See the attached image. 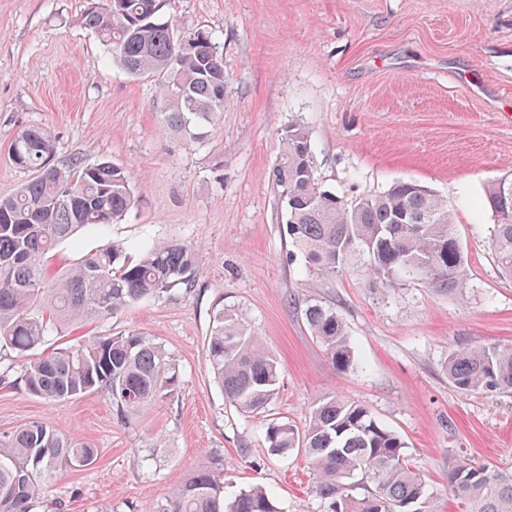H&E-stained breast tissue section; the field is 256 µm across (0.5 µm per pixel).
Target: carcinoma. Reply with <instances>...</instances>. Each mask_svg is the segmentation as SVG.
<instances>
[{
  "mask_svg": "<svg viewBox=\"0 0 512 512\" xmlns=\"http://www.w3.org/2000/svg\"><path fill=\"white\" fill-rule=\"evenodd\" d=\"M165 0H90L82 24L134 79L153 78L165 103L163 124L205 142L224 112V57L210 31H177L163 15ZM12 163L30 175L17 193L0 197V349L15 353L22 381L49 403L101 392L123 421L177 391L178 374L163 346L142 332L92 336L76 346L32 357L52 328L105 318L141 299L182 285L192 288L196 248L177 240L139 248L119 244L86 256L56 280L47 256L82 229L102 232L135 206L124 168L109 161L51 163L53 140L43 128L23 129L11 144ZM286 231L305 262L323 275L365 265L382 290L398 280L448 294L465 287L467 272L448 203L425 187L397 181L348 205L323 188L309 129L291 122L272 171ZM483 209L494 220L498 266L512 275V178L485 189ZM312 336L341 372L355 356L336 310L310 300L301 309ZM211 369L225 397L243 411L264 408L281 375L278 357L243 315L220 309L208 339ZM448 381L460 392L512 391V347L459 350L448 358ZM269 450L304 451L315 494L327 512H434L424 476L405 456V443L363 404L334 393L321 397L308 426L283 423L267 433ZM98 450L39 421L0 435V512H32L59 475L92 464ZM222 463L207 457L152 512H279L261 486L225 499ZM448 490L461 512H512V472L457 462Z\"/></svg>",
  "mask_w": 512,
  "mask_h": 512,
  "instance_id": "cac0c4a2",
  "label": "carcinoma"
}]
</instances>
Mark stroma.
I'll return each instance as SVG.
<instances>
[{
	"mask_svg": "<svg viewBox=\"0 0 512 512\" xmlns=\"http://www.w3.org/2000/svg\"><path fill=\"white\" fill-rule=\"evenodd\" d=\"M87 2L0 0V197L28 178L11 142L39 125L55 138L56 165L119 164L136 198L105 234L60 242L48 274L113 241L173 238L198 257L194 288L64 326L40 348L133 330L155 338L180 388L128 421L100 393L53 404L31 395L0 351V434L42 421L98 450L55 482L64 512H150L207 455L224 461L226 495L258 484L281 512H324L305 456L271 455L267 430L305 427L332 392L400 434L438 512H457L455 462L512 471V393L465 394L445 371L457 350L512 347V278L499 271L490 213L477 209L489 183L512 177V0H168L180 32H215L223 50V120L200 145L163 129L154 82L108 63L81 23ZM294 119L312 134L320 180L345 200L399 179L447 200L462 292L408 281L381 291L363 267L325 276L306 265L272 183ZM311 299L342 319L353 371L339 372L311 335L299 310ZM221 307L241 312L281 362L265 409H236L213 376L207 342Z\"/></svg>",
	"mask_w": 512,
	"mask_h": 512,
	"instance_id": "obj_1",
	"label": "stroma"
}]
</instances>
